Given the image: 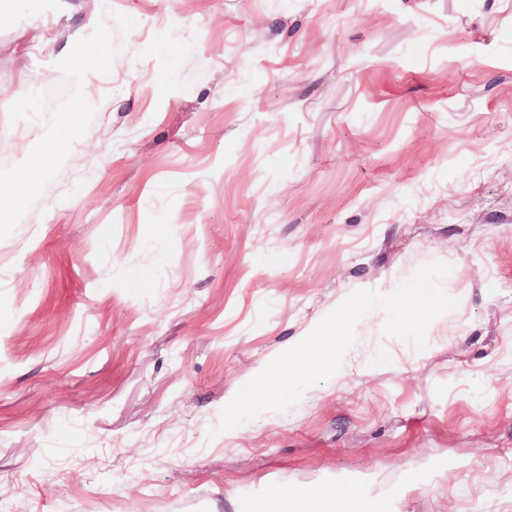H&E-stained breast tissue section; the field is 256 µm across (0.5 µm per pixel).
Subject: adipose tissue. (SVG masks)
<instances>
[{"mask_svg":"<svg viewBox=\"0 0 512 512\" xmlns=\"http://www.w3.org/2000/svg\"><path fill=\"white\" fill-rule=\"evenodd\" d=\"M58 129L56 142L20 165L4 182L0 183V199L4 213L11 214L16 204L25 198L29 184L43 172L54 169L66 146L80 137V125L73 117H53ZM401 495L388 500L370 496L359 487L336 492L329 487L281 489L270 494L261 506V512H400Z\"/></svg>","mask_w":512,"mask_h":512,"instance_id":"adipose-tissue-1","label":"adipose tissue"}]
</instances>
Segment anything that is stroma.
<instances>
[{
	"mask_svg": "<svg viewBox=\"0 0 512 512\" xmlns=\"http://www.w3.org/2000/svg\"><path fill=\"white\" fill-rule=\"evenodd\" d=\"M78 101L0 223V512L421 470L401 512H512V0H0V177ZM435 260L459 305L424 350L374 307L334 376L209 438L349 294ZM52 125L58 128L56 142L38 153L32 159L20 165L6 180L0 182L2 199L7 206L1 204V217L4 214H11L18 208L16 203L23 201L26 196L29 184L43 172L54 169L59 161L60 154L66 146L80 137V125L75 117H52Z\"/></svg>",
	"mask_w": 512,
	"mask_h": 512,
	"instance_id": "stroma-1",
	"label": "stroma"
}]
</instances>
